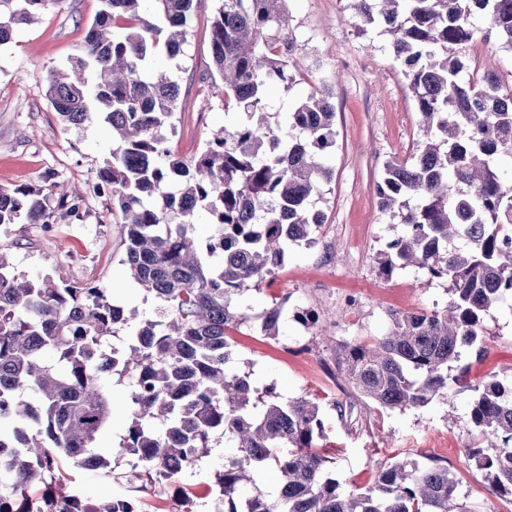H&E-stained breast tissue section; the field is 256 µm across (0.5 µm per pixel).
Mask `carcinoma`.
Returning a JSON list of instances; mask_svg holds the SVG:
<instances>
[{"instance_id":"obj_1","label":"carcinoma","mask_w":512,"mask_h":512,"mask_svg":"<svg viewBox=\"0 0 512 512\" xmlns=\"http://www.w3.org/2000/svg\"><path fill=\"white\" fill-rule=\"evenodd\" d=\"M48 0H0V44L35 20ZM102 0L83 55L51 71L47 94L60 118L97 117L117 147L97 193L112 196L126 228V259L139 285L159 300L122 354L109 341L137 317L103 288L60 286L18 276L0 252V512H148L143 501H92L67 490L61 459L108 470L96 447L111 423L103 380L129 381L131 422L121 452L135 477L175 482L207 454L218 433L234 441L214 475L212 512H469L456 475L439 465L399 460L373 487L345 489L330 458L316 449L321 405L281 401L235 369L232 333L249 320L233 299L281 265L292 246H310L324 222L314 206L330 181L336 147L331 91L309 82L288 29V0H221L211 50L224 110L240 113L191 163L167 146L178 87L152 70L154 58L183 52L199 0ZM349 0L358 27L391 38L393 59L412 92L423 139L405 159L384 165L380 209L406 226L379 251L385 267L416 266L449 281L442 311L390 312L387 332L371 343H342L336 360L349 381L382 410L425 407L448 397V366L482 335L485 316L512 306V184L500 162L512 159V85L491 74L464 77L477 38L512 51V0ZM479 18L483 27L474 25ZM308 90L285 123L265 112L274 87ZM209 215L205 246L194 218ZM25 220L52 225L40 190L0 188V229ZM261 331L279 335L282 305L264 310ZM468 449L489 489L512 501V383L492 375L474 388ZM272 468L275 495L246 486Z\"/></svg>"}]
</instances>
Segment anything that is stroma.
Masks as SVG:
<instances>
[{"label": "stroma", "instance_id": "1", "mask_svg": "<svg viewBox=\"0 0 512 512\" xmlns=\"http://www.w3.org/2000/svg\"><path fill=\"white\" fill-rule=\"evenodd\" d=\"M102 7L101 0H52L39 20L16 28L0 45V188L43 187L53 182L79 187L84 199L78 215L66 213L59 196L47 205L56 223L52 231L21 222L0 232L4 252L16 274L46 275L57 284L98 285L114 305L151 315L156 299L138 287L125 262L126 229L112 212V200L93 187L112 158V129L100 119L74 126L53 110L46 91L52 70L69 69ZM218 0H202L177 59H157L155 68L179 86L175 115L166 129L167 144L191 161L212 134L232 125L217 88L211 49V25ZM289 28L296 51L317 79L333 91L336 151L333 177L316 203L325 222L314 245L289 250L284 263L243 296L256 313L272 302L284 305L276 338L250 323L233 335L238 366L258 386L274 385L282 400L306 397L322 405L325 432L317 445L334 459L343 486L363 490L379 472L409 458L445 465L459 480L458 494L470 512H512V501L489 492L483 474L468 457L475 439L469 422L474 388L489 376L512 380V308L501 307L483 321L481 345L464 349L448 373L447 399L421 408L378 411L357 395L336 366L341 343H365L382 336L392 310H440L452 295L447 281L429 279L424 270L385 269L377 259L384 240L403 232L377 203L376 185L384 164L407 158L418 137V117L401 69L394 62L389 36L380 28L358 31L347 0H289ZM479 72L512 80V53L494 41H477L469 54ZM311 310L315 326L298 319ZM112 425L98 445L111 449L112 477L85 471L63 460L68 487L106 500L128 493L120 476L129 458L120 448L130 422L127 382L107 384ZM355 402V421L340 420L333 400ZM231 442L216 437L208 456L183 472L151 505L181 512V489H189L195 512H208L214 475L233 453Z\"/></svg>", "mask_w": 512, "mask_h": 512}]
</instances>
